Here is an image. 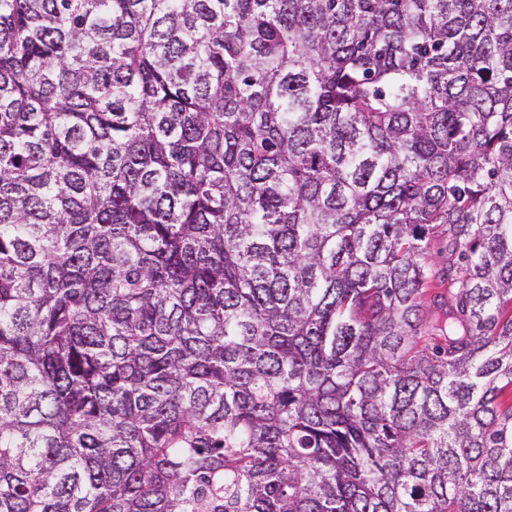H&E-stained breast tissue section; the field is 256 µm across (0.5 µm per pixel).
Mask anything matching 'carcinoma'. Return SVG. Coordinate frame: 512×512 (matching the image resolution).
<instances>
[{
	"label": "carcinoma",
	"mask_w": 512,
	"mask_h": 512,
	"mask_svg": "<svg viewBox=\"0 0 512 512\" xmlns=\"http://www.w3.org/2000/svg\"><path fill=\"white\" fill-rule=\"evenodd\" d=\"M0 512H512V0H0Z\"/></svg>",
	"instance_id": "1"
}]
</instances>
